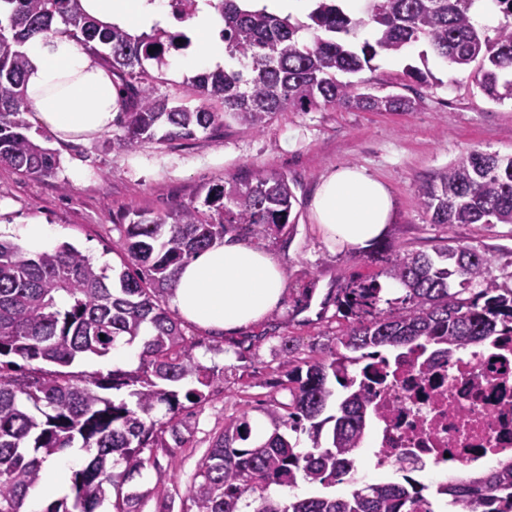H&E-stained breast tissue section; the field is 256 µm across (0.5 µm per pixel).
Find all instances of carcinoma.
I'll list each match as a JSON object with an SVG mask.
<instances>
[{
    "label": "carcinoma",
    "instance_id": "obj_1",
    "mask_svg": "<svg viewBox=\"0 0 512 512\" xmlns=\"http://www.w3.org/2000/svg\"><path fill=\"white\" fill-rule=\"evenodd\" d=\"M207 2L224 22V51L233 64L191 78L200 101L191 107L158 93L160 77L144 65H167L161 46L177 39L169 31L132 35L92 17L82 0H0L8 6L7 20L0 19V164L36 177L60 168L58 153L35 142L23 119L29 107L22 46L35 37L63 35L92 53L98 44L109 48L102 66L129 104L120 113L123 133L112 139L122 151L210 135L231 121L259 132L286 109L411 112L416 100L376 95L339 76L421 40L438 59L470 72L489 99H512V0H490L506 19L492 36L472 22L475 0H366L358 17L337 0H316L306 25L248 9L243 0ZM365 26L373 28V40L352 45L348 37ZM303 31L310 41L302 40ZM418 199L433 224H512V157L470 151ZM294 202L287 176L246 168L209 187L200 203L116 225L122 269L113 278L68 242L35 253L0 234V512H25L43 464L77 443L96 453L73 472L72 500H55L45 512H97L106 500L112 512H140L143 494L126 485L145 469L142 449L161 434L181 444L186 423L177 415L207 399L214 377L195 361L164 293L181 265L226 235L242 241L285 234ZM368 259L381 264L376 276L351 278L337 289L336 308L349 326L334 350L315 349L288 364L291 399L265 410L271 434L253 445L247 414L224 423L189 488L196 512H241L249 497L258 503L252 512H414L421 493L412 483L291 500L267 493L272 485L328 487L342 478L370 419L371 393L354 371L360 360L412 345L461 350L512 326V288L488 278L486 251L446 242L430 255L388 245ZM381 277L402 294L384 298ZM137 340L140 361L132 372L69 370L80 356L104 357L119 342ZM109 390L126 391L134 404L104 396ZM160 405L171 414L166 422L153 418ZM302 433L311 447L292 438ZM119 461L125 468L116 473ZM437 494L456 503L455 512H467L474 497L486 512H512V462Z\"/></svg>",
    "mask_w": 512,
    "mask_h": 512
}]
</instances>
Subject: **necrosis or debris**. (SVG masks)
Segmentation results:
<instances>
[{
  "label": "necrosis or debris",
  "mask_w": 512,
  "mask_h": 512,
  "mask_svg": "<svg viewBox=\"0 0 512 512\" xmlns=\"http://www.w3.org/2000/svg\"><path fill=\"white\" fill-rule=\"evenodd\" d=\"M373 429L359 454L370 458L371 482L400 474L429 490L425 512H447L433 488L448 467L488 472L512 459V333L445 354L404 352L370 361Z\"/></svg>",
  "instance_id": "4bbe7bcc"
}]
</instances>
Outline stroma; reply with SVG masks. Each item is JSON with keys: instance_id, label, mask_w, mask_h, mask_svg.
I'll use <instances>...</instances> for the list:
<instances>
[{"instance_id": "obj_1", "label": "stroma", "mask_w": 512, "mask_h": 512, "mask_svg": "<svg viewBox=\"0 0 512 512\" xmlns=\"http://www.w3.org/2000/svg\"><path fill=\"white\" fill-rule=\"evenodd\" d=\"M425 49L418 42L402 54L379 56L360 74L377 94L417 96L411 112L285 111L260 132L233 122L213 135L133 152L113 149V136L122 132L117 125L70 142L47 131L41 142L61 159L55 177L25 176L0 165V232L9 235L33 221L49 225L56 242L72 243L99 266L120 263L112 251L118 225L203 199L209 186L242 167L286 175L294 190L295 222L287 236L262 243L284 268L280 306L234 332L181 323L195 360L214 377L207 401L189 410L184 444L143 450L149 465L132 482L145 494L141 512H189L187 489L226 421L246 413L257 430L268 429L265 409L290 399L282 339H291L293 356L303 358L312 348L333 347L346 331L336 313L337 288L379 267L368 261L366 248H330L311 221L313 192L330 167L354 164L389 185L394 218L384 242L426 253L447 240L484 250L494 257L490 278L512 281V226L433 224L418 202L420 188L470 150L512 156V100H489L468 73L432 57L421 60ZM424 64L438 80L429 89L406 73L407 66Z\"/></svg>"}]
</instances>
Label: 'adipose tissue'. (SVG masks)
Listing matches in <instances>:
<instances>
[{"instance_id":"ef3b65f1","label":"adipose tissue","mask_w":512,"mask_h":512,"mask_svg":"<svg viewBox=\"0 0 512 512\" xmlns=\"http://www.w3.org/2000/svg\"><path fill=\"white\" fill-rule=\"evenodd\" d=\"M95 18L148 30L169 27L164 0H84ZM217 12L200 5L185 25L191 45L180 60L196 73L223 66L224 42ZM29 66L24 91L35 121L63 141L107 132L120 108L112 75L71 41L36 38L24 46ZM388 187L355 165H341L324 175L311 201V219L331 244L363 247L381 238L392 220ZM286 278L276 258L264 248L225 240L189 260L178 270L172 302L181 316L215 330L233 332L273 312L285 294Z\"/></svg>"}]
</instances>
